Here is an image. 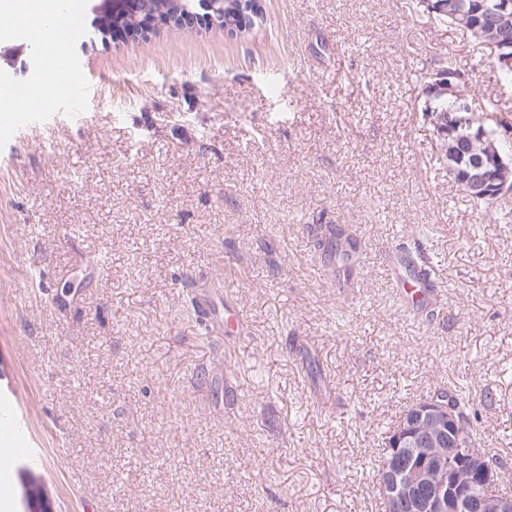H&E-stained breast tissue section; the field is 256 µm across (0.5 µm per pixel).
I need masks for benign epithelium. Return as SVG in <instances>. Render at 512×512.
Here are the masks:
<instances>
[{"label":"benign epithelium","instance_id":"benign-epithelium-1","mask_svg":"<svg viewBox=\"0 0 512 512\" xmlns=\"http://www.w3.org/2000/svg\"><path fill=\"white\" fill-rule=\"evenodd\" d=\"M177 11L170 14L145 15L140 0H100L97 9L124 18L133 15L136 24H128L131 33L147 35L154 22L183 25L193 13L181 8L182 0H174ZM209 23L224 16V0H195ZM454 123L472 124L467 95L456 96ZM471 173L464 185L486 195L506 196V186L495 187L487 162H468ZM429 444L437 454L428 458L421 448ZM392 450L377 476V486L387 504V512H512V498L489 493L497 473L487 461L477 442L462 428L456 408L450 402L424 399L416 404L407 418L386 439Z\"/></svg>","mask_w":512,"mask_h":512}]
</instances>
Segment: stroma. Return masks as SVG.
<instances>
[{"label":"stroma","mask_w":512,"mask_h":512,"mask_svg":"<svg viewBox=\"0 0 512 512\" xmlns=\"http://www.w3.org/2000/svg\"><path fill=\"white\" fill-rule=\"evenodd\" d=\"M80 2L81 117L48 95L0 129V394L54 512H386V436L455 385L512 494V196L449 179L422 91L451 57L481 120L512 121L488 51L411 0H259L246 32L200 13L106 40ZM40 61L0 33V82ZM318 224L361 239L352 287ZM400 245L435 269L438 317L399 308ZM196 295L217 318L232 298L240 334Z\"/></svg>","instance_id":"stroma-1"}]
</instances>
